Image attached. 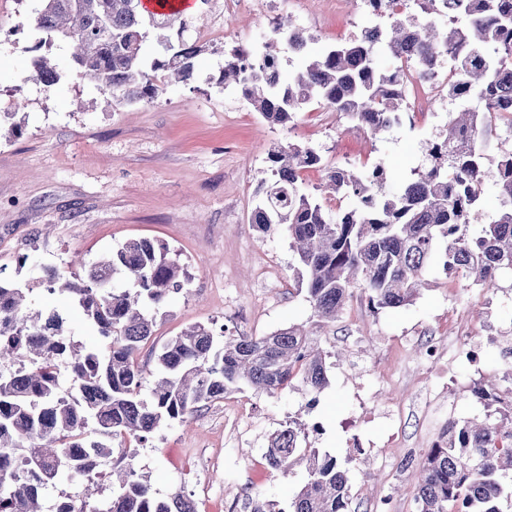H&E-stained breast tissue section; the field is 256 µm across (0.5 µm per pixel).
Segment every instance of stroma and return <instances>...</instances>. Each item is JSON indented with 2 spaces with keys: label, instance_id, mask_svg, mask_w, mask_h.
Instances as JSON below:
<instances>
[{
  "label": "stroma",
  "instance_id": "1",
  "mask_svg": "<svg viewBox=\"0 0 512 512\" xmlns=\"http://www.w3.org/2000/svg\"><path fill=\"white\" fill-rule=\"evenodd\" d=\"M40 7V0H0V60L12 63L0 75V264L24 282L38 267L68 261L81 273L83 264L131 238L177 250L189 291L169 301L141 349L139 362L149 371L155 346L198 322L229 336H263L310 321L285 226L264 233L251 222L270 143L312 146L331 167L382 162L390 193L428 166L426 142L462 107L451 101L431 110L410 87L409 112L372 139L316 104L288 128L269 126L236 88L220 83L225 55L275 40L283 19L312 36V49L345 40L350 25L367 22L351 0H276L267 16L257 0H239L224 12L227 38L207 44L191 83H167L157 99L127 105L81 78L59 43L48 50L59 81L46 87L29 80L38 35L28 20ZM428 279L414 303L396 309H371L363 293H354L325 336L329 385L315 408L295 388L231 393L137 447L135 470L168 497L187 492L185 469L195 465L203 482L195 492L198 512H250L251 501H285L305 480L301 467L286 476L266 469L269 435L291 420L317 422L321 431L311 445L346 460L354 512H372L387 493L395 512H413L404 492L414 478L407 459L424 456L449 416L487 414L474 386L512 370V358L492 342L512 327V276L482 288L448 279L436 265ZM30 303L63 315L75 343L98 346L67 296L37 289ZM453 332L473 338L478 360L423 365V343L447 344Z\"/></svg>",
  "mask_w": 512,
  "mask_h": 512
}]
</instances>
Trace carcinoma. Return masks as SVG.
<instances>
[{"instance_id": "1", "label": "carcinoma", "mask_w": 512, "mask_h": 512, "mask_svg": "<svg viewBox=\"0 0 512 512\" xmlns=\"http://www.w3.org/2000/svg\"><path fill=\"white\" fill-rule=\"evenodd\" d=\"M459 22L440 31L431 20L394 14L381 35L351 39L314 52L311 37L291 20L277 26L281 39L299 47L301 69L281 78L267 44L263 57L243 63L246 51L224 58L220 82L234 86L270 125L288 127L296 113L323 104L372 136L399 123L409 110L397 69L407 60L424 79L446 65L455 83L448 94L468 90L476 107L459 111L441 138L429 143V166L389 194L386 177L370 168L326 169V189L357 205L328 215L316 197L302 191V173L324 168L307 145L268 149V177L256 189L261 203L252 223L263 231L284 225L306 276L312 309L309 327L290 325L264 336H226L196 323L159 348L149 397L136 355L153 336L157 314L188 292L189 276L179 255L146 238L129 239L85 269L82 284L66 271L45 267L21 284L0 265V359H22L21 372L0 371V512H41V490L65 473L91 478L112 455V441L146 443L162 426L182 421L224 395L250 388L273 395L299 386L315 401L329 385L320 333L327 331L356 288L373 309L406 306L424 289L431 266L442 261L450 277L491 288L512 272V151L500 156L493 179L500 207L478 227L488 173V117L512 129V0H446ZM196 18L158 10L143 12L141 0H43L30 23L42 37L34 50L61 42L71 48L72 68L119 104L152 101L164 93L157 72L188 83L202 47L191 43ZM162 50L147 63L150 33ZM392 60L388 68L378 55ZM33 74L46 85L59 80L56 64L41 55ZM48 281L67 294L100 338L101 348L82 351L70 339L65 319L32 311L28 295ZM68 365L73 390L63 392L59 363ZM94 428H89V423ZM307 427L290 421L273 432L263 454L266 468L284 475L306 471L288 509L271 501L253 512H350L351 488L338 457L310 448ZM129 448L106 512H196L178 493L159 497L138 475ZM416 466V512H506L512 509V411L477 422L448 421ZM96 488L77 501L62 500L56 512H100L90 506Z\"/></svg>"}]
</instances>
